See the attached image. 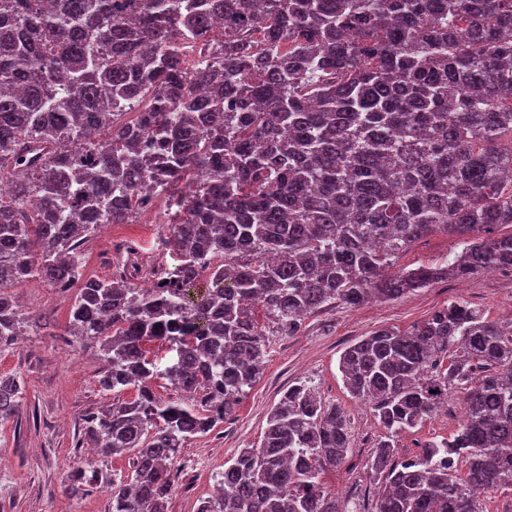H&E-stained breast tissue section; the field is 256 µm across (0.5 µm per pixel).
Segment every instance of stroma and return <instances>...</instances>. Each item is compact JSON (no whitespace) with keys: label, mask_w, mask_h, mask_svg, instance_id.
I'll list each match as a JSON object with an SVG mask.
<instances>
[{"label":"stroma","mask_w":512,"mask_h":512,"mask_svg":"<svg viewBox=\"0 0 512 512\" xmlns=\"http://www.w3.org/2000/svg\"><path fill=\"white\" fill-rule=\"evenodd\" d=\"M175 211L174 200L163 197L139 223L112 224L96 233L85 247V276L104 280L121 272L141 286L150 270L176 267L168 226ZM462 249L460 239L433 233L413 243L397 265L432 266ZM18 295L36 326L15 346L0 351V377L19 380L24 397L19 416L0 421V512H109L106 484L76 497L65 491L70 468L95 455L81 441L82 418L110 401L97 383L102 366L98 352L67 336L69 302L47 283L19 289ZM454 300L471 303L493 320L512 315V270L485 271L462 282L444 280L394 301L371 300L357 307L336 303L307 315L295 335L270 337L257 383L224 423L183 449L173 470L168 512H196L201 500L213 496L225 462L240 449L259 444L269 410L288 385L299 381L345 410L352 449L328 483L358 512H370L379 482L368 460L384 430L370 408L346 389L339 358L345 348L375 331L408 330ZM463 401V389L450 390L437 415L400 433V457H415L424 443L453 436L462 421Z\"/></svg>","instance_id":"1"}]
</instances>
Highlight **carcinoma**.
<instances>
[{
    "label": "carcinoma",
    "mask_w": 512,
    "mask_h": 512,
    "mask_svg": "<svg viewBox=\"0 0 512 512\" xmlns=\"http://www.w3.org/2000/svg\"><path fill=\"white\" fill-rule=\"evenodd\" d=\"M1 177L0 350L30 326L11 289L79 285L66 333L97 346L112 394L83 443L132 460L110 512H167L182 449L257 382L268 334L512 268V0H0ZM180 185L174 270L150 288L83 278L102 225ZM437 232L469 244L395 269ZM339 370L385 431L372 512H482L476 490L512 488V325L454 301L350 345ZM456 386L457 432L400 457ZM21 406L0 378V420ZM350 448L345 411L297 382L197 512H351L325 483ZM99 478L76 466L67 490Z\"/></svg>",
    "instance_id": "obj_1"
}]
</instances>
